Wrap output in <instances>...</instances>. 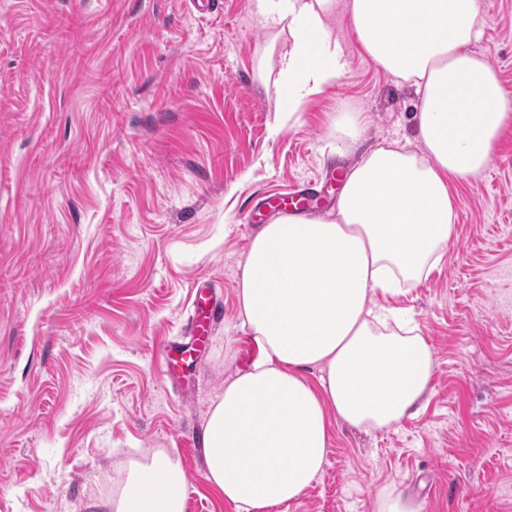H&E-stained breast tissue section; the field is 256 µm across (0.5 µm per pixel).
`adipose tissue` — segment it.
<instances>
[{"instance_id": "obj_1", "label": "adipose tissue", "mask_w": 512, "mask_h": 512, "mask_svg": "<svg viewBox=\"0 0 512 512\" xmlns=\"http://www.w3.org/2000/svg\"><path fill=\"white\" fill-rule=\"evenodd\" d=\"M257 6L290 36L277 95L296 115L345 72L327 28L335 0ZM347 11L366 53L414 87L421 148L366 152L327 218H281L251 240L238 298L260 355L213 402L203 448L208 482L236 512H267L312 485L329 414L374 430L411 415L433 353L406 314L375 297L415 287L441 262L455 236L453 181L483 171L512 123V100L468 50L481 27L475 0H348ZM182 483L169 457L129 460L112 512H186Z\"/></svg>"}]
</instances>
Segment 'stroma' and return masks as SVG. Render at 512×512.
<instances>
[{
	"mask_svg": "<svg viewBox=\"0 0 512 512\" xmlns=\"http://www.w3.org/2000/svg\"><path fill=\"white\" fill-rule=\"evenodd\" d=\"M254 0H0V512H112L133 458L178 462L186 512H236L203 464L208 411L256 356L237 288L267 196L327 185L380 144L416 142L412 87L381 69L336 0L344 77L278 112L287 39ZM470 46L512 99V0H477ZM341 112L365 116L351 142ZM456 236L390 305L431 346L422 403L383 430L330 422L328 462L268 512H512V124L455 186ZM224 315L195 371L198 287ZM377 512H420V505L410 495L395 491H382L376 501Z\"/></svg>",
	"mask_w": 512,
	"mask_h": 512,
	"instance_id": "stroma-1",
	"label": "stroma"
}]
</instances>
